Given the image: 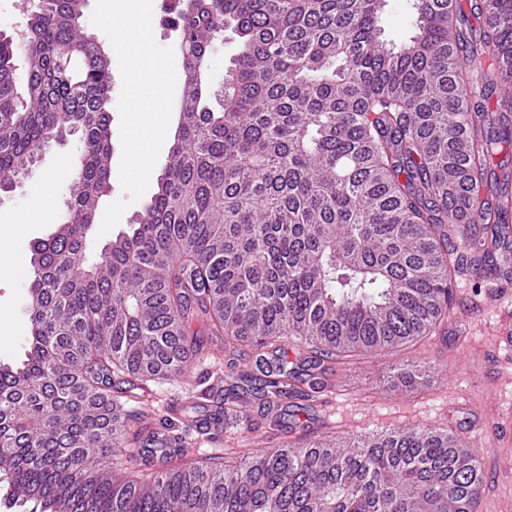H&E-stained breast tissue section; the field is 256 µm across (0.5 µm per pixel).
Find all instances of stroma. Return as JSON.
Segmentation results:
<instances>
[{"label":"stroma","mask_w":512,"mask_h":512,"mask_svg":"<svg viewBox=\"0 0 512 512\" xmlns=\"http://www.w3.org/2000/svg\"><path fill=\"white\" fill-rule=\"evenodd\" d=\"M73 143L53 145L36 163L21 186L0 192V215H12L16 225L0 232V251L29 253L35 240L49 234L62 208L69 183ZM41 211L36 223L24 216ZM29 277L0 273V309L13 329L9 343L0 345V362L23 356L30 334ZM191 332L206 340L207 357L192 363L186 377L155 386V413L184 424L180 411L191 402L213 404L224 393V344L209 337L207 325L193 321ZM512 332V278L493 274L464 276L454 285L448 316L422 341L375 355L356 354L340 363H325L317 372L327 389L309 411L305 436L337 438L381 429L431 424L452 427L477 450L485 474L486 492L477 512H512V346L502 340ZM420 356L438 373L428 386L414 392L391 384L389 367ZM250 428L193 443L194 456L222 449L234 461L254 448H274L288 435L248 404Z\"/></svg>","instance_id":"stroma-1"}]
</instances>
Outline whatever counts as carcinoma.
I'll list each match as a JSON object with an SVG mask.
<instances>
[{
  "instance_id": "obj_1",
  "label": "carcinoma",
  "mask_w": 512,
  "mask_h": 512,
  "mask_svg": "<svg viewBox=\"0 0 512 512\" xmlns=\"http://www.w3.org/2000/svg\"><path fill=\"white\" fill-rule=\"evenodd\" d=\"M388 0H174L180 121L156 190L97 261L86 234L110 189L112 61L86 0H38L25 45L0 33V181L75 141L61 221L29 259L24 359L0 364V480L30 512H475L484 472L428 424L189 462L207 422L128 428L153 385L203 357L201 317L231 353L282 344L305 362L428 335L456 277L512 247V191L484 206L512 146V0H411L412 33L383 39ZM483 20L474 28L470 16ZM232 30L220 89L207 61ZM496 109L489 111L491 98ZM421 359L392 369L415 387ZM221 417L247 422L325 384L280 365L232 374Z\"/></svg>"
}]
</instances>
